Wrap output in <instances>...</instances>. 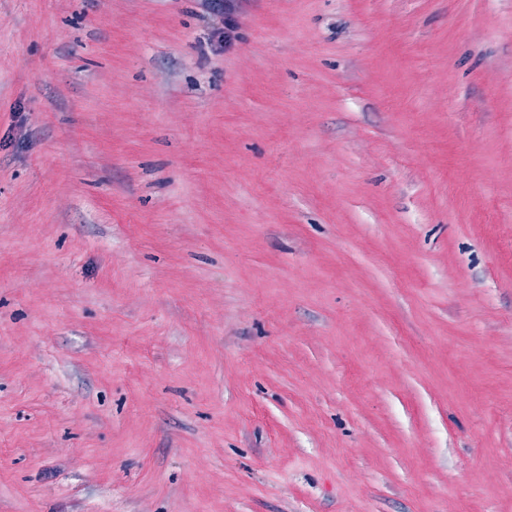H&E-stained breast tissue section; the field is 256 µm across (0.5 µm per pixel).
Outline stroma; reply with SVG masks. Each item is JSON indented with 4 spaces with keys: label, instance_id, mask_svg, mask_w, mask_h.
Instances as JSON below:
<instances>
[{
    "label": "stroma",
    "instance_id": "obj_1",
    "mask_svg": "<svg viewBox=\"0 0 512 512\" xmlns=\"http://www.w3.org/2000/svg\"><path fill=\"white\" fill-rule=\"evenodd\" d=\"M0 512H512V0H0Z\"/></svg>",
    "mask_w": 512,
    "mask_h": 512
}]
</instances>
